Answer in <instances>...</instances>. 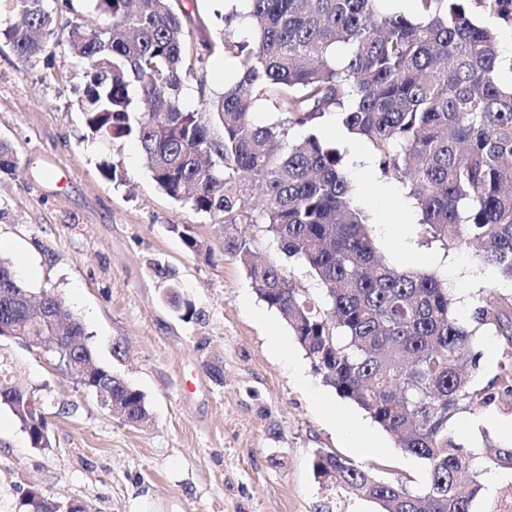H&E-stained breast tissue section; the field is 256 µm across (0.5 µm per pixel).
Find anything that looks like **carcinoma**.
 I'll return each instance as SVG.
<instances>
[{
	"label": "carcinoma",
	"instance_id": "cac0c4a2",
	"mask_svg": "<svg viewBox=\"0 0 512 512\" xmlns=\"http://www.w3.org/2000/svg\"><path fill=\"white\" fill-rule=\"evenodd\" d=\"M103 28L80 18L58 29L48 0H0V41L29 65L51 40L84 71L78 99L90 134L135 139L157 187L198 212L224 219V253L245 267L260 298L277 309L314 367L337 393L366 410L424 460L427 485L413 493L372 470L318 449L312 466L336 490L376 503L380 512H473L488 468L456 443L449 420L461 403L487 406L496 395L472 384L479 330L512 348V296L489 294L466 323L434 274L390 265L354 200L336 145L314 135L286 143L287 127L328 116L370 144L383 174L404 181L421 212V231L445 248L475 244L481 259L512 278V84L499 74L512 60L496 32L473 19L476 3L512 28V0H415L416 17L388 13L384 0H249L255 46L219 39L237 59V78L205 96L204 52L173 0H94ZM196 81L199 107L184 105ZM266 99L287 126L258 125L251 109ZM16 151L0 141V172ZM260 209L278 249L307 265L325 289L319 308L280 264L253 260L233 232ZM192 254L208 246L179 230ZM52 290L32 300L13 263L0 258V323L17 341L61 363L85 366L78 379L128 424L148 423L143 393L96 361L78 317L61 320ZM0 356V408L35 448L51 446L52 403L30 402ZM492 465L512 470V447ZM23 512H77L42 491L23 494Z\"/></svg>",
	"mask_w": 512,
	"mask_h": 512
}]
</instances>
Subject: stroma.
I'll return each mask as SVG.
<instances>
[{
	"label": "stroma",
	"instance_id": "stroma-1",
	"mask_svg": "<svg viewBox=\"0 0 512 512\" xmlns=\"http://www.w3.org/2000/svg\"><path fill=\"white\" fill-rule=\"evenodd\" d=\"M195 21L196 44L254 41L242 20L225 24L239 0H179ZM83 79L75 59L56 47L49 64L26 69L0 44V140L17 152V167L0 173V255L10 258L34 293L51 289L81 318L97 360L141 390L151 415L132 427L102 408L76 375L56 369L48 353L0 341L17 365V382L56 406L50 447H32L20 423L0 408V512H13L36 486L59 501L78 499L93 512H378L376 504L316 478L313 453L323 449L371 466L377 478L417 491L425 462L378 430L379 447H350L347 424L373 419L341 398L317 371L282 315L256 294L243 265L224 253L220 217L199 213L158 189L131 140L88 136L76 100ZM335 143L356 189L355 202L373 225L387 261L421 269L448 284L454 311L469 320L489 292L512 293V279L482 263L475 249L427 241L419 225L400 242L377 232L397 202L415 207L400 180H369L335 118L313 129H289ZM113 165L122 180L106 177ZM188 226L210 247L212 262L191 255L172 225ZM169 270V278L158 269ZM195 309L181 318L164 299L169 283ZM286 338L290 357L272 352ZM482 354L473 384L498 391L512 373V351L479 332ZM300 362L299 385L288 366ZM220 365L214 380L210 365ZM324 403H317L313 391ZM342 413L329 424L328 406ZM449 426L464 448L512 443V398L460 410Z\"/></svg>",
	"mask_w": 512,
	"mask_h": 512
}]
</instances>
